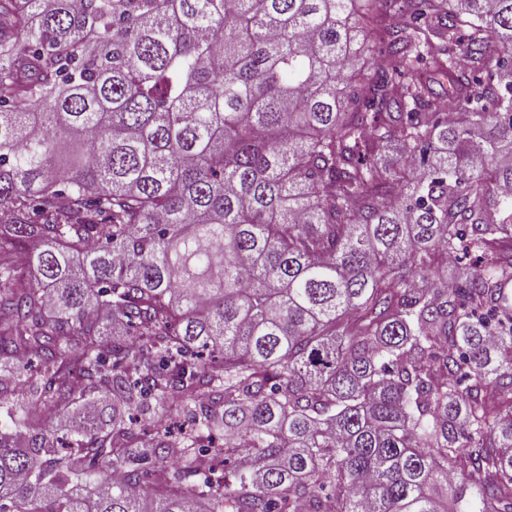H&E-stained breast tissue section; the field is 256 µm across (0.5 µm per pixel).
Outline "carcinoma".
<instances>
[{"label": "carcinoma", "mask_w": 512, "mask_h": 512, "mask_svg": "<svg viewBox=\"0 0 512 512\" xmlns=\"http://www.w3.org/2000/svg\"><path fill=\"white\" fill-rule=\"evenodd\" d=\"M0 214V512H512V0H0Z\"/></svg>", "instance_id": "obj_1"}]
</instances>
